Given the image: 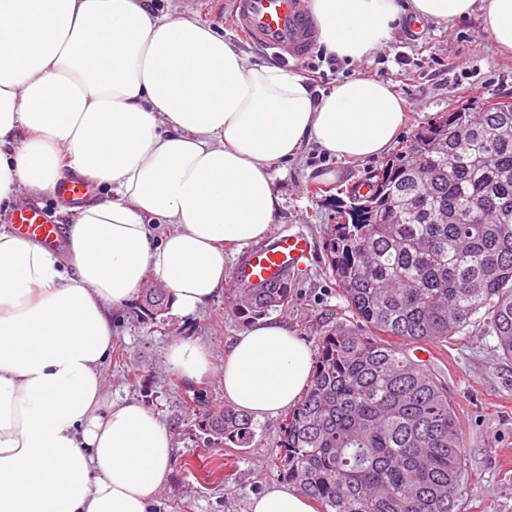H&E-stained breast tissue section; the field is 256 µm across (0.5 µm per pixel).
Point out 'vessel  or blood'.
<instances>
[{
    "mask_svg": "<svg viewBox=\"0 0 512 512\" xmlns=\"http://www.w3.org/2000/svg\"><path fill=\"white\" fill-rule=\"evenodd\" d=\"M231 23L247 42L281 59L305 56L315 40L306 0H235ZM88 193V183L77 176L59 184L58 196L67 206L86 204ZM10 221L25 227L30 237L44 246L57 248L63 242L60 226L49 223L36 208H19ZM311 250L309 239L301 233L281 236L252 251L238 269L236 280L243 287L283 280Z\"/></svg>",
    "mask_w": 512,
    "mask_h": 512,
    "instance_id": "obj_1",
    "label": "vessel or blood"
}]
</instances>
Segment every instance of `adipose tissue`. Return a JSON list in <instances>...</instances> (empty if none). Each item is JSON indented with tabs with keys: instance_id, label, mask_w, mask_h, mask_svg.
Instances as JSON below:
<instances>
[{
	"instance_id": "1",
	"label": "adipose tissue",
	"mask_w": 512,
	"mask_h": 512,
	"mask_svg": "<svg viewBox=\"0 0 512 512\" xmlns=\"http://www.w3.org/2000/svg\"><path fill=\"white\" fill-rule=\"evenodd\" d=\"M326 54L360 60L401 15L479 13L512 50V0H310ZM405 118L393 87L346 79L315 94L296 69L255 62L212 26L149 0H0V210L51 196L70 173L108 198L74 208L67 262L0 225V512H148L172 472L169 428L112 400L103 364L113 310L147 278L184 315L224 286L230 247L267 239L282 209L276 163L314 144L339 159L386 152ZM311 346L275 319L224 354L226 404L264 419L296 406ZM170 368L212 372L180 338ZM251 512H314L297 487Z\"/></svg>"
}]
</instances>
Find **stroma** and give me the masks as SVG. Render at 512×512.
Returning a JSON list of instances; mask_svg holds the SVG:
<instances>
[{"label":"stroma","instance_id":"1","mask_svg":"<svg viewBox=\"0 0 512 512\" xmlns=\"http://www.w3.org/2000/svg\"><path fill=\"white\" fill-rule=\"evenodd\" d=\"M152 6L196 18L256 60L270 59L233 29L234 0H152ZM422 27L424 36L416 40L405 25H398L392 40L368 57L325 71L313 81L314 92L330 91L337 82L359 75L390 82L406 102V121L395 141L399 147L451 109L480 100L512 101V50L499 49L478 16L454 24L428 20ZM385 162L382 155L341 160L311 144L274 175L284 207L272 234L303 233L312 252L288 275L292 302L268 315L288 324L310 346H317L327 330L357 327L326 262L337 203L316 195L314 188L320 183L345 188ZM250 253L246 247L227 260L223 289L194 313L180 316L168 309L153 320L134 300L114 314L112 357L103 368L107 392L116 400L141 402L172 433L173 469L151 512H250L253 496L281 482L276 468L280 417L256 421L248 447L217 446L207 443L198 429L189 400L199 391L211 407L224 404L216 371L232 338L252 323L234 280L235 270ZM180 337L207 346L214 376L193 384L169 367L167 349ZM424 348L430 353L425 367L454 402L456 426L467 447L471 489L464 512H512V361L502 358L494 334L483 322L447 342L425 343Z\"/></svg>","mask_w":512,"mask_h":512}]
</instances>
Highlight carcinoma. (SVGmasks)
Segmentation results:
<instances>
[{
  "instance_id": "cac0c4a2",
  "label": "carcinoma",
  "mask_w": 512,
  "mask_h": 512,
  "mask_svg": "<svg viewBox=\"0 0 512 512\" xmlns=\"http://www.w3.org/2000/svg\"><path fill=\"white\" fill-rule=\"evenodd\" d=\"M416 132L366 183L370 200L342 205L330 270L368 334L320 341L306 395L279 428L280 476L320 512H462L466 449L448 391L390 336L446 342L484 313L512 360V111L486 101ZM292 299L288 280L244 289L259 315ZM202 409L207 442L246 447L250 416Z\"/></svg>"
}]
</instances>
